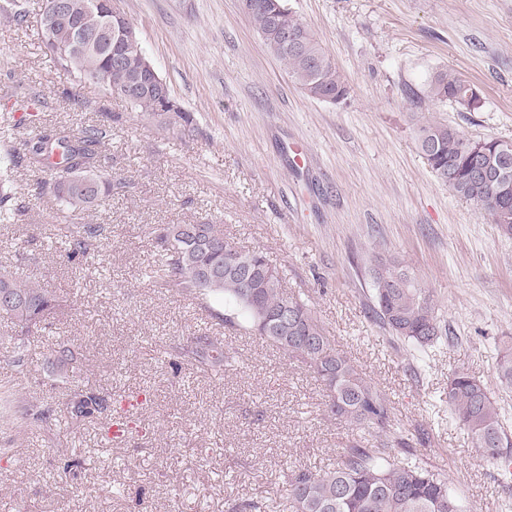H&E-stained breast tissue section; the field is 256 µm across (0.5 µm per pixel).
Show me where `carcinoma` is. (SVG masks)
<instances>
[{"label": "carcinoma", "instance_id": "1", "mask_svg": "<svg viewBox=\"0 0 512 512\" xmlns=\"http://www.w3.org/2000/svg\"><path fill=\"white\" fill-rule=\"evenodd\" d=\"M98 0H65L67 23L52 30L57 48L54 61L78 85L104 87L108 95L124 101L138 113L149 114L169 129L190 131L191 116L171 108L167 83L148 68L140 40L122 36L134 27L122 15L103 22L105 8ZM0 12L19 23L27 20L24 0H7ZM246 13L267 50L284 63L288 76L311 98L332 105L347 102L350 90L335 61L325 52L288 0H247ZM430 97L452 100L474 110L479 107L476 90L465 79L445 70L429 83ZM111 137L106 125L94 124L76 132H61L51 139L34 136L26 142L29 164L40 174L34 192L50 190L70 213L98 207L115 190L126 187L112 176L99 151ZM416 141L431 172L457 196L472 202L479 212L505 233L512 234V142L495 138L473 139L440 122L418 128ZM19 153L0 156V224H16L20 209L8 206L16 190L14 172ZM106 228L102 224H77L63 257L80 268L97 252ZM159 259L151 277L161 287L193 299L224 302V323L260 336L282 353L307 366L324 385L327 412L335 420L368 430L372 442L353 440L339 454L334 469L294 470L288 474L286 500L292 512H462L458 499L439 473L403 457L410 452L401 436H392L388 399L344 353L336 349L309 305L288 296L279 270L260 250L239 251L240 271L224 272L227 239L215 224H163L154 230ZM13 271H0V314L17 327L16 362L24 360L28 336L42 329L47 312L57 303L46 288L29 285L22 277L27 254L19 245ZM372 309L393 335L425 347L442 336L435 304L415 278L393 262H378L371 270ZM295 319L283 322V310ZM178 358L195 361L214 375L222 376L235 362L218 336H189L175 348ZM498 379L512 386V346L497 360ZM448 407L454 419L479 449L481 458L500 461L512 457V437L505 433L496 402L486 384L459 369L448 376ZM118 412L105 396L89 388H76L67 403L75 420L97 413ZM57 419L51 407L15 406L5 391L0 396V426L19 429L31 422L48 425ZM260 501L232 503L227 512H271Z\"/></svg>", "mask_w": 512, "mask_h": 512}]
</instances>
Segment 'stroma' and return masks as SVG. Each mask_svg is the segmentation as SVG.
I'll return each instance as SVG.
<instances>
[{"label":"stroma","mask_w":512,"mask_h":512,"mask_svg":"<svg viewBox=\"0 0 512 512\" xmlns=\"http://www.w3.org/2000/svg\"><path fill=\"white\" fill-rule=\"evenodd\" d=\"M27 0L16 24L0 15V114L34 111L52 135L100 120L101 149L125 191L81 222L105 236L88 266L64 265L60 227L72 218L36 172L19 166L0 224V269L26 245L31 281L54 292L29 360L12 361L17 330L0 317V386L21 404L64 410L75 385L112 400L142 393L126 439L107 443L106 415L0 428V512H226L241 499L280 505L291 471L326 469L359 429L325 412V391L299 362L259 336L225 325L224 305L154 287L153 227L218 224L237 247L259 249L283 271L336 348L385 393L392 433L441 472L465 512H512V473L481 458L448 409V377L484 381L512 433V386L496 377L512 345V235L431 172L415 140L425 121L474 139L512 141V0H289L335 60L347 103L308 97L268 52L241 0H121L143 50L193 117L183 137L130 112L97 85L73 109V77L46 55ZM454 69L479 108L428 94ZM399 264L432 297L450 335L419 349L371 310L370 269ZM224 339L236 356L223 376L168 354L187 336ZM65 344L66 370L48 363Z\"/></svg>","instance_id":"obj_1"}]
</instances>
